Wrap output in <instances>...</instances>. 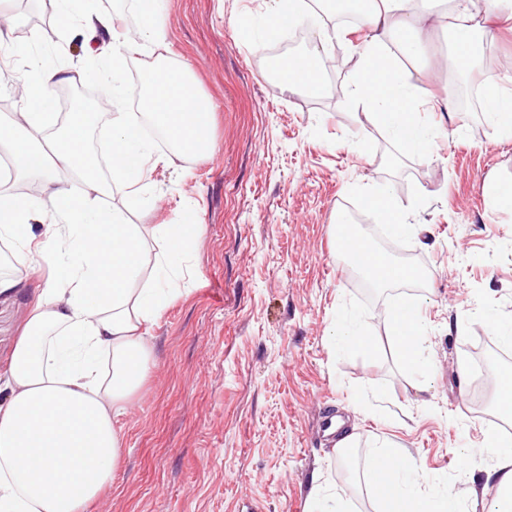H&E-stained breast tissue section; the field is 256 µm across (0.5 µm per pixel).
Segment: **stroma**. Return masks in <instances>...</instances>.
Returning a JSON list of instances; mask_svg holds the SVG:
<instances>
[{
	"label": "stroma",
	"instance_id": "35a3bbf8",
	"mask_svg": "<svg viewBox=\"0 0 512 512\" xmlns=\"http://www.w3.org/2000/svg\"><path fill=\"white\" fill-rule=\"evenodd\" d=\"M266 11L267 0H166L165 47L127 58L122 102L73 72L52 87L56 122L65 120L66 90L77 87L108 121L133 111L141 74L163 56L189 69L213 112L212 155L177 158L154 145L149 200L120 192L101 200L151 234L142 283L166 247L161 226L194 222L183 271L195 286L149 331L155 367L119 420L125 446L112 485L86 512H308L316 472L350 512H377L359 465L380 442L408 449L422 490H448L471 512L473 499L498 492L486 480L496 456L482 446L485 432L512 431L492 402L476 407L465 359L480 346L504 364L497 331L512 319V213L490 210L486 187L512 183V137L477 109L423 113L436 132L432 155L391 139L350 101L356 46L368 34L351 25L329 45L322 94L281 89L249 36ZM17 13L27 24L14 42L37 40L53 60L83 56L82 36L62 31L52 0H0V15ZM426 39L410 80L450 99V75L430 64L447 53L448 35L431 30ZM28 71L0 60V123L25 111L17 86ZM376 183L390 184L405 206L415 189L429 199L412 217L409 247L427 271L426 382L395 370L383 298H370L368 317L383 360L337 358L329 340L343 301L367 296L338 253L336 216L352 186ZM43 281L35 273L0 296V375ZM328 415L353 434L355 467L342 466L324 432Z\"/></svg>",
	"mask_w": 512,
	"mask_h": 512
}]
</instances>
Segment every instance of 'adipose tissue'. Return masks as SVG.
Listing matches in <instances>:
<instances>
[{
	"instance_id": "ef3b65f1",
	"label": "adipose tissue",
	"mask_w": 512,
	"mask_h": 512,
	"mask_svg": "<svg viewBox=\"0 0 512 512\" xmlns=\"http://www.w3.org/2000/svg\"><path fill=\"white\" fill-rule=\"evenodd\" d=\"M163 2L138 0L140 36L130 43L92 0H55L62 29H81L93 39L104 34L108 40L74 66L32 67L28 111L0 127V151L43 182L37 197L0 191V238L12 249L10 271L0 272V295L18 288L30 268L48 269L26 334L0 380L8 393L0 402V512H84L112 484L123 452L117 421L154 368L147 326L176 294L189 234L183 225H166L167 250L157 257L153 278L134 287L148 240L139 225L126 223L121 212L102 210L98 201L112 187L137 198L149 192L154 157L138 132L142 117L167 134L176 155L212 153L210 103L181 65L161 63L147 71L146 113H114L102 132L110 147L111 183L87 175L77 197L60 174L91 164L89 121L79 112L57 133H49L48 125L49 88L67 71L98 80L112 97L123 95L120 75L127 56L153 49L165 37L158 23ZM345 5L368 31L357 47L352 103L369 109L411 150L428 152L433 138L420 119L425 95L403 69L404 62L421 55L425 20L447 28L449 59L475 57L497 38L480 26L476 14L511 20L512 0H482L478 6L456 0L452 12L431 14L417 0H345ZM330 40L322 34L311 51L293 57L280 87L318 91L316 74L328 62ZM487 81L492 91L483 111L493 127L512 134V72ZM485 445L498 459L491 475L500 490L488 512H512V446L490 435ZM364 477L386 512H457L447 490L420 498L419 475L406 449L377 445L365 460Z\"/></svg>"
}]
</instances>
